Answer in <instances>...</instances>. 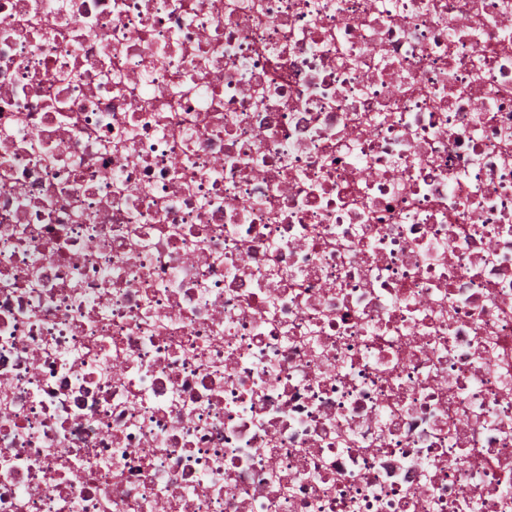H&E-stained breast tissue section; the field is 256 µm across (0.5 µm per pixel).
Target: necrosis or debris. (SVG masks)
<instances>
[{"label": "necrosis or debris", "instance_id": "1", "mask_svg": "<svg viewBox=\"0 0 512 512\" xmlns=\"http://www.w3.org/2000/svg\"><path fill=\"white\" fill-rule=\"evenodd\" d=\"M0 512H512V0H0Z\"/></svg>", "mask_w": 512, "mask_h": 512}]
</instances>
